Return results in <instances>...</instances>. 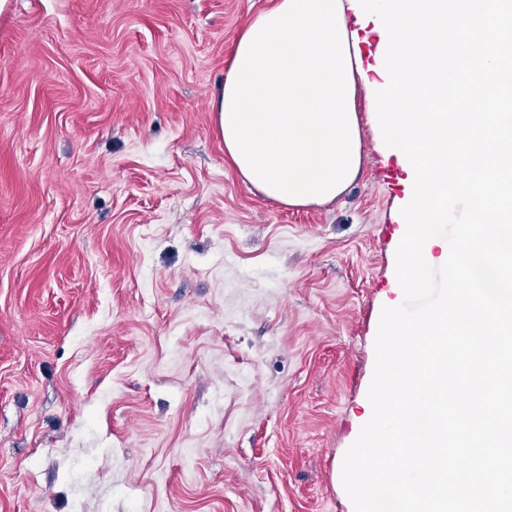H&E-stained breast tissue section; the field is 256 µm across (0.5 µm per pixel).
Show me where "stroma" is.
I'll return each mask as SVG.
<instances>
[{
	"label": "stroma",
	"instance_id": "35a3bbf8",
	"mask_svg": "<svg viewBox=\"0 0 512 512\" xmlns=\"http://www.w3.org/2000/svg\"><path fill=\"white\" fill-rule=\"evenodd\" d=\"M269 0L0 12V512H354L405 174L265 199L209 102Z\"/></svg>",
	"mask_w": 512,
	"mask_h": 512
}]
</instances>
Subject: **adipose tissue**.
Returning <instances> with one entry per match:
<instances>
[{
  "mask_svg": "<svg viewBox=\"0 0 512 512\" xmlns=\"http://www.w3.org/2000/svg\"><path fill=\"white\" fill-rule=\"evenodd\" d=\"M350 0H273L239 34L211 109L244 181L288 207L335 199L363 147Z\"/></svg>",
  "mask_w": 512,
  "mask_h": 512,
  "instance_id": "adipose-tissue-1",
  "label": "adipose tissue"
}]
</instances>
